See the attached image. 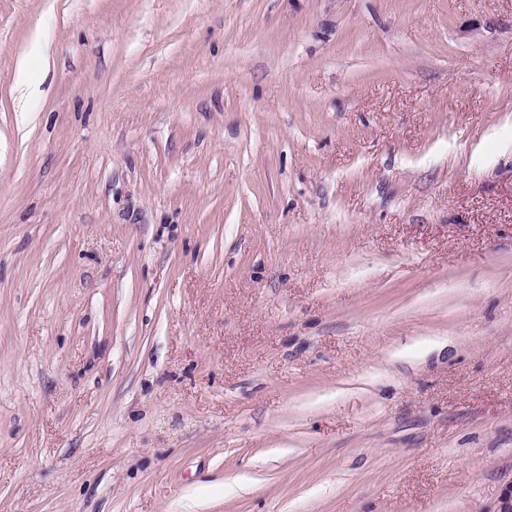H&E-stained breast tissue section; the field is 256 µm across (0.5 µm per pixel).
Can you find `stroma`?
<instances>
[{
	"label": "stroma",
	"instance_id": "stroma-1",
	"mask_svg": "<svg viewBox=\"0 0 512 512\" xmlns=\"http://www.w3.org/2000/svg\"><path fill=\"white\" fill-rule=\"evenodd\" d=\"M511 488L512 0H0V512Z\"/></svg>",
	"mask_w": 512,
	"mask_h": 512
}]
</instances>
